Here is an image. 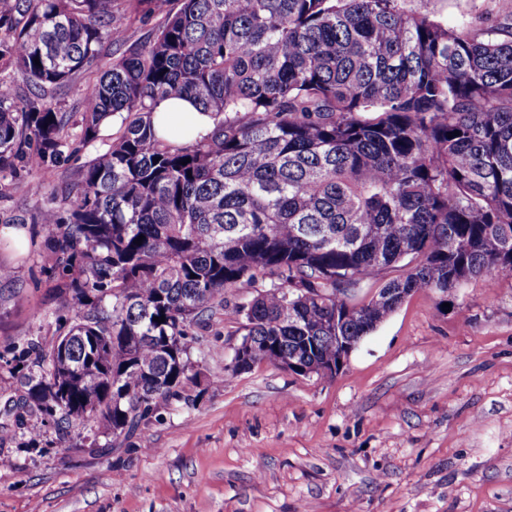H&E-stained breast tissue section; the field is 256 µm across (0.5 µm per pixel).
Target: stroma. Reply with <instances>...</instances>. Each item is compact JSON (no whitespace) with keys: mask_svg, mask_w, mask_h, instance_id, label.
Returning <instances> with one entry per match:
<instances>
[{"mask_svg":"<svg viewBox=\"0 0 512 512\" xmlns=\"http://www.w3.org/2000/svg\"><path fill=\"white\" fill-rule=\"evenodd\" d=\"M448 25H482L512 0H406ZM18 243L0 223V350L68 307L44 271L41 225ZM227 295L196 328L187 401L133 446L0 447V512H512V272L469 279L440 300L414 293L334 376L261 363L223 385L242 340Z\"/></svg>","mask_w":512,"mask_h":512,"instance_id":"35a3bbf8","label":"stroma"}]
</instances>
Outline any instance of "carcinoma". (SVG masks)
Instances as JSON below:
<instances>
[{"instance_id": "1", "label": "carcinoma", "mask_w": 512, "mask_h": 512, "mask_svg": "<svg viewBox=\"0 0 512 512\" xmlns=\"http://www.w3.org/2000/svg\"><path fill=\"white\" fill-rule=\"evenodd\" d=\"M404 2L0 0V184L58 175L0 222L42 225L72 311L0 353L19 384L0 388V445H132L187 399L192 327L260 275L272 288L234 311L246 369L289 357L331 375L336 337L512 271V23L448 26ZM128 15L158 18L133 47ZM176 97L212 130L161 135ZM117 114L107 149L65 168ZM403 261L379 299L343 293Z\"/></svg>"}]
</instances>
